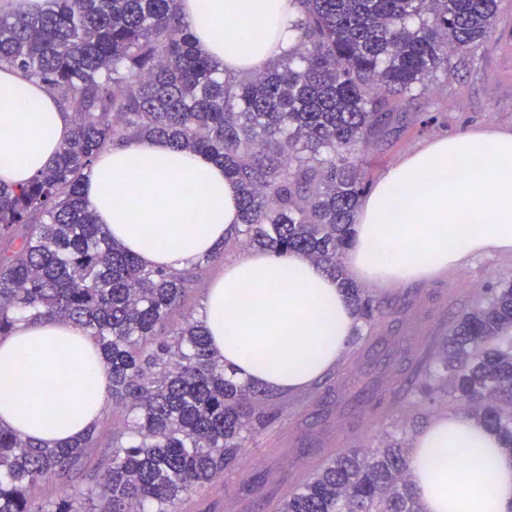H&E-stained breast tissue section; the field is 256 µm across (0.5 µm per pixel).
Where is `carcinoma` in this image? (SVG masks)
I'll return each instance as SVG.
<instances>
[{
	"label": "carcinoma",
	"mask_w": 512,
	"mask_h": 512,
	"mask_svg": "<svg viewBox=\"0 0 512 512\" xmlns=\"http://www.w3.org/2000/svg\"><path fill=\"white\" fill-rule=\"evenodd\" d=\"M0 13V64L57 95L72 132L53 165L0 186V336L28 318L82 324L111 381L107 459L96 430L53 448L0 427V512H181L224 478L277 404L227 376L204 321L172 323L223 243L183 269L152 268L109 237L84 197L105 150L162 139L238 186L235 244L301 253L339 281L365 326L380 306L340 262L370 189L363 152L448 54L482 39L500 0H295L297 43L261 73L224 76L179 0H47ZM423 374L428 409L450 395L512 459V285L448 331ZM407 439L347 448L277 512H422ZM57 478L68 491L41 493Z\"/></svg>",
	"instance_id": "1"
}]
</instances>
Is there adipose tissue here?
<instances>
[{"mask_svg": "<svg viewBox=\"0 0 512 512\" xmlns=\"http://www.w3.org/2000/svg\"><path fill=\"white\" fill-rule=\"evenodd\" d=\"M181 12L228 75L262 72L297 42L295 0H182ZM70 133L55 96L0 67V184H27ZM84 194L98 223L148 266L183 268L240 221L222 166L161 140L104 151ZM491 252L512 253V130L441 138L385 171L357 210L346 264L363 284L406 283ZM204 323L236 379L295 392L339 361L355 315L320 265L248 250L213 281ZM110 404L101 353L82 325L23 320L0 337V426L53 447L85 436ZM409 479L424 512H512V459L464 411L418 434Z\"/></svg>", "mask_w": 512, "mask_h": 512, "instance_id": "ef3b65f1", "label": "adipose tissue"}]
</instances>
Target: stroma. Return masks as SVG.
Here are the masks:
<instances>
[{
	"instance_id": "35a3bbf8",
	"label": "stroma",
	"mask_w": 512,
	"mask_h": 512,
	"mask_svg": "<svg viewBox=\"0 0 512 512\" xmlns=\"http://www.w3.org/2000/svg\"><path fill=\"white\" fill-rule=\"evenodd\" d=\"M399 127L374 140L366 154L368 176L386 169L433 139L469 130L512 129V0H502L487 36L471 50L452 55L425 95L399 108ZM512 283V253H492L463 261L433 279L369 289L385 313L370 337L352 340L338 364L317 383L282 394L275 420L250 444L237 467L225 471L204 498L189 497L183 512H275L326 460L330 451L379 446L402 426L415 436L430 422L412 410V382L431 364L457 316L485 299L490 290ZM399 349L384 380L387 396L357 437L350 412L360 392L369 390L390 343Z\"/></svg>"
}]
</instances>
